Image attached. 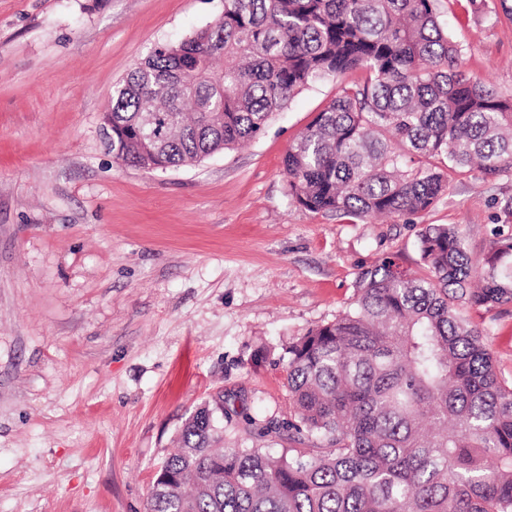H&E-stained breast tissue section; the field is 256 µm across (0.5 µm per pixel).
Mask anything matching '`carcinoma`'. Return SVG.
Here are the masks:
<instances>
[{
  "mask_svg": "<svg viewBox=\"0 0 512 512\" xmlns=\"http://www.w3.org/2000/svg\"><path fill=\"white\" fill-rule=\"evenodd\" d=\"M460 54L434 0H224L114 87L105 139L125 164L194 165L359 70L288 149V197L361 221L414 216L450 174L512 171V97ZM419 250L426 274L376 265L347 311L288 346V422L237 412L244 436L226 446L208 405L186 419L147 512H512V381L457 311L512 303V233L474 263L457 229L429 224ZM285 431L280 455L259 446Z\"/></svg>",
  "mask_w": 512,
  "mask_h": 512,
  "instance_id": "cac0c4a2",
  "label": "carcinoma"
}]
</instances>
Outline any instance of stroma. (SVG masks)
I'll return each mask as SVG.
<instances>
[{"label":"stroma","instance_id":"1","mask_svg":"<svg viewBox=\"0 0 512 512\" xmlns=\"http://www.w3.org/2000/svg\"><path fill=\"white\" fill-rule=\"evenodd\" d=\"M460 67L512 96L500 0H435ZM224 0H0V512H146L183 422L228 409L285 421L288 346L354 301L382 260L422 273L429 224L487 252L512 173L454 176L428 213L351 221L286 193L283 158L340 85L296 94L266 133L148 171L102 132L114 86ZM512 378V303L465 307Z\"/></svg>","mask_w":512,"mask_h":512}]
</instances>
